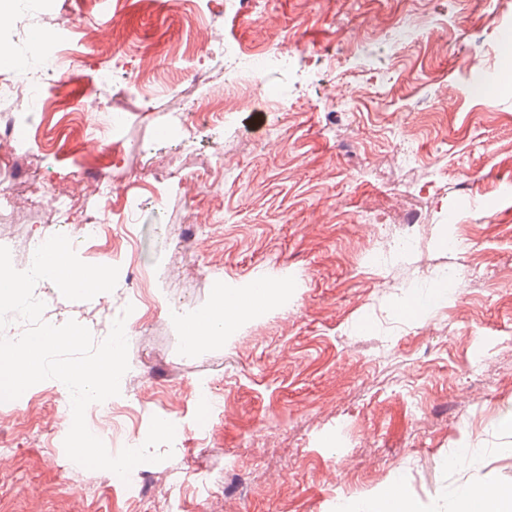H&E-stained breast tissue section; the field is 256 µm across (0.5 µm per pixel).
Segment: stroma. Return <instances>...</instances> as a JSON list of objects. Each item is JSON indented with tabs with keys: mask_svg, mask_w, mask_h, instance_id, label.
Returning <instances> with one entry per match:
<instances>
[{
	"mask_svg": "<svg viewBox=\"0 0 512 512\" xmlns=\"http://www.w3.org/2000/svg\"><path fill=\"white\" fill-rule=\"evenodd\" d=\"M438 0H260L256 13L223 17L138 0H54L51 17L12 18L9 31L56 36L72 59L45 86L53 107L34 115L36 141L0 157V182L17 195L0 234L24 250L56 222L53 196L73 202L70 221L93 224L124 198L135 208L106 236L81 242L88 264L133 268L113 292L65 299L53 283L35 292L63 320L95 308L120 316L142 285L128 346L131 382L112 405L124 431L152 417L179 432L171 458L147 466L142 500L106 470L66 455L70 429L62 385L45 380L25 401L0 402V512H338L371 491L397 486L416 512H456L460 488H512V60L501 33L512 0L489 17L486 0H450L447 26L392 51L401 19ZM99 23L122 57L113 83L97 82L96 47L82 28ZM250 52L280 43L288 69L270 67L260 91L230 94L221 108L192 112L177 137L165 128L183 91L220 83L224 58L204 44L210 26ZM178 31L196 47L165 42ZM156 52L162 82L131 94L125 75L137 50ZM475 54L477 70L457 66ZM390 71L384 85L369 70ZM207 83H193L194 71ZM287 102L272 111L271 97ZM126 112L116 136L89 132L84 104ZM97 174L106 196L85 192ZM468 249L448 250L449 224ZM404 231L419 246L365 264L375 237ZM477 264L424 316L405 301L435 275ZM273 288L258 303L255 278ZM240 291L220 340L186 343L181 307L204 312L223 290ZM207 382L220 407L206 433L193 400Z\"/></svg>",
	"mask_w": 512,
	"mask_h": 512,
	"instance_id": "stroma-1",
	"label": "stroma"
}]
</instances>
